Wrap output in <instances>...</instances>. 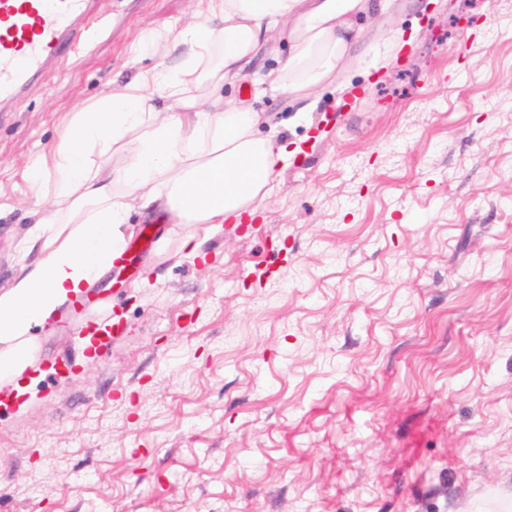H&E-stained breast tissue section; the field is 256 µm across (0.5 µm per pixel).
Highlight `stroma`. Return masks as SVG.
Masks as SVG:
<instances>
[{"label":"stroma","mask_w":512,"mask_h":512,"mask_svg":"<svg viewBox=\"0 0 512 512\" xmlns=\"http://www.w3.org/2000/svg\"><path fill=\"white\" fill-rule=\"evenodd\" d=\"M200 0H92L109 26L0 108V287L38 246L27 166ZM385 70L297 104L226 88L307 158L200 253L130 215L109 308L39 333L76 361L0 408L8 512H512V0H396ZM122 328L95 358L77 324Z\"/></svg>","instance_id":"obj_1"}]
</instances>
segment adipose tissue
Instances as JSON below:
<instances>
[{
	"instance_id": "1",
	"label": "adipose tissue",
	"mask_w": 512,
	"mask_h": 512,
	"mask_svg": "<svg viewBox=\"0 0 512 512\" xmlns=\"http://www.w3.org/2000/svg\"><path fill=\"white\" fill-rule=\"evenodd\" d=\"M176 29H148L149 49L180 47L176 66L137 72L92 104L67 113L57 146L29 166L32 222L41 242L0 289V387L34 367L37 330L106 273L126 245L132 210L190 225L183 249L199 251L224 222L267 192L295 153L260 137L262 115L228 99L254 61L288 44L269 73L272 90L316 106L318 89L339 82L354 58L358 24L391 0H208Z\"/></svg>"
}]
</instances>
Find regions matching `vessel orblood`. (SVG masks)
Masks as SVG:
<instances>
[{
    "mask_svg": "<svg viewBox=\"0 0 512 512\" xmlns=\"http://www.w3.org/2000/svg\"><path fill=\"white\" fill-rule=\"evenodd\" d=\"M102 30L89 0H0V105L36 77H47L84 49L78 22Z\"/></svg>",
    "mask_w": 512,
    "mask_h": 512,
    "instance_id": "obj_1",
    "label": "vessel or blood"
}]
</instances>
